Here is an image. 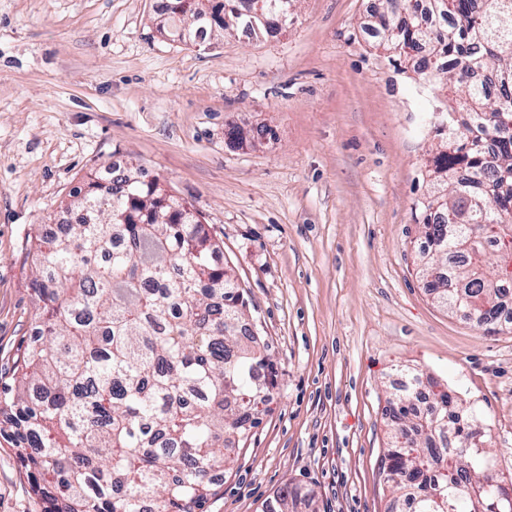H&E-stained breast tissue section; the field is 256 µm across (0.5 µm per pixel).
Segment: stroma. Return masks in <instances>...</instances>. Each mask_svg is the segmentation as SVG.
I'll return each mask as SVG.
<instances>
[{
  "mask_svg": "<svg viewBox=\"0 0 512 512\" xmlns=\"http://www.w3.org/2000/svg\"><path fill=\"white\" fill-rule=\"evenodd\" d=\"M373 21L365 0H296L278 39L185 45L155 0H0V382L39 314L32 242L120 156L202 213L278 370L207 512H263L287 484L296 512H390L406 367L455 390L512 476V323L440 307L418 267L433 125L459 93L393 66ZM8 419L0 512H45Z\"/></svg>",
  "mask_w": 512,
  "mask_h": 512,
  "instance_id": "stroma-1",
  "label": "stroma"
}]
</instances>
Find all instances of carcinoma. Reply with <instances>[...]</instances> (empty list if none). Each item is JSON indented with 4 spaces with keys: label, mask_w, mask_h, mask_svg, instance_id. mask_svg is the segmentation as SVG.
Segmentation results:
<instances>
[{
    "label": "carcinoma",
    "mask_w": 512,
    "mask_h": 512,
    "mask_svg": "<svg viewBox=\"0 0 512 512\" xmlns=\"http://www.w3.org/2000/svg\"><path fill=\"white\" fill-rule=\"evenodd\" d=\"M169 34L196 41L204 21L255 35L287 25L294 0H174ZM380 45L390 61L442 71L461 87L459 111L435 126L446 139L429 159L438 188L421 202L428 250L460 264L424 267L439 301L493 326L496 284L512 276V0H388ZM494 135L496 154L481 139ZM82 215L62 238L39 236L28 259L42 323L20 347L13 382L0 387L16 446L33 473L52 476L58 512H205L234 457L224 448L250 430L251 406L269 396L272 361L245 321L244 291L232 269L214 264L219 245L199 211L158 180L112 177V193L75 190ZM498 254L485 268L486 243ZM453 391L422 412L413 397L391 403L396 428L387 481L412 512H512V479L492 467L473 438L478 417L448 414ZM285 486L267 512H295Z\"/></svg>",
    "instance_id": "cac0c4a2"
}]
</instances>
